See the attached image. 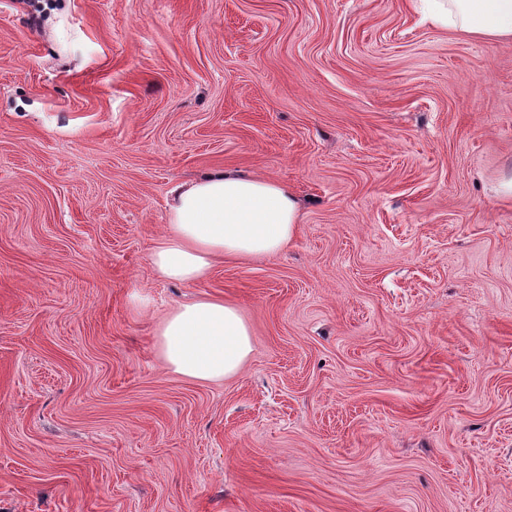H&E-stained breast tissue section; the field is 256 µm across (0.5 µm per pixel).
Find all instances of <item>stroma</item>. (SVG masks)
<instances>
[{
  "mask_svg": "<svg viewBox=\"0 0 512 512\" xmlns=\"http://www.w3.org/2000/svg\"><path fill=\"white\" fill-rule=\"evenodd\" d=\"M512 41L414 0H0V512H512ZM302 222L200 283L173 185ZM235 304V377L168 370ZM168 224L149 262L164 279L195 284L215 260L273 257L301 224V206L285 184L224 171L175 185ZM158 336L166 366L199 382L236 376L253 350L251 331L240 310L211 298L172 310Z\"/></svg>",
  "mask_w": 512,
  "mask_h": 512,
  "instance_id": "stroma-1",
  "label": "stroma"
}]
</instances>
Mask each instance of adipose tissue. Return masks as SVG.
<instances>
[{
    "mask_svg": "<svg viewBox=\"0 0 512 512\" xmlns=\"http://www.w3.org/2000/svg\"><path fill=\"white\" fill-rule=\"evenodd\" d=\"M432 20L491 40L512 39V0H429ZM168 224L149 262L164 279L194 284L215 260L273 257L301 222L298 199L279 181L224 171L175 185ZM159 352L174 373L199 382L236 376L250 357V328L231 303L203 298L172 310L159 332Z\"/></svg>",
    "mask_w": 512,
    "mask_h": 512,
    "instance_id": "adipose-tissue-1",
    "label": "adipose tissue"
}]
</instances>
